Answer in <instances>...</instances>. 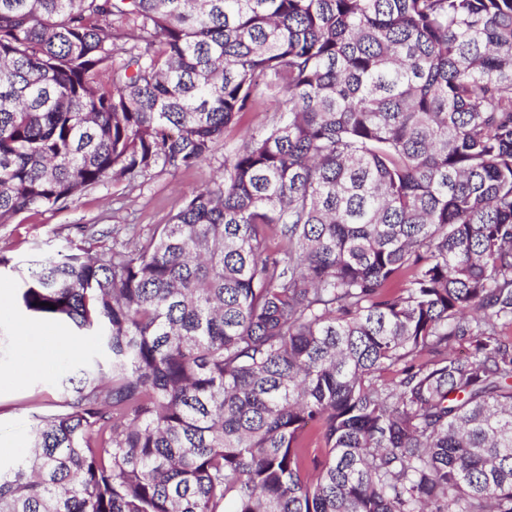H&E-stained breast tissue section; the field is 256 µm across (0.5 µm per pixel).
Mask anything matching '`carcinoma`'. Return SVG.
I'll use <instances>...</instances> for the list:
<instances>
[{
    "label": "carcinoma",
    "mask_w": 512,
    "mask_h": 512,
    "mask_svg": "<svg viewBox=\"0 0 512 512\" xmlns=\"http://www.w3.org/2000/svg\"><path fill=\"white\" fill-rule=\"evenodd\" d=\"M267 98L135 250L28 261L108 363L0 512H512V0H0V223Z\"/></svg>",
    "instance_id": "cac0c4a2"
}]
</instances>
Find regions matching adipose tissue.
Wrapping results in <instances>:
<instances>
[{"label": "adipose tissue", "instance_id": "obj_1", "mask_svg": "<svg viewBox=\"0 0 512 512\" xmlns=\"http://www.w3.org/2000/svg\"><path fill=\"white\" fill-rule=\"evenodd\" d=\"M17 362L14 378L21 379L30 374L45 373L52 359L77 357L83 344L76 336H39L33 325H25L16 337Z\"/></svg>", "mask_w": 512, "mask_h": 512}]
</instances>
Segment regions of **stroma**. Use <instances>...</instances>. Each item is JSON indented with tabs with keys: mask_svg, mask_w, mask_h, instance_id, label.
I'll return each mask as SVG.
<instances>
[{
	"mask_svg": "<svg viewBox=\"0 0 512 512\" xmlns=\"http://www.w3.org/2000/svg\"><path fill=\"white\" fill-rule=\"evenodd\" d=\"M222 156L197 168L177 173L153 174L136 187L122 182L97 186L61 211H30L18 214L9 223L0 224V256L10 261L0 269V282L7 288L9 311L0 315V373L9 374L15 363L16 326L26 314L16 306L15 267L35 255H53L81 246L93 251L111 245V238L97 242L86 239L81 225L96 224L115 229L119 238L144 234L157 224L166 223L184 197L204 187L220 173ZM76 364L70 360L52 362L47 373L37 374L22 384L0 386V448L19 457L31 445L32 416L53 410L62 400L59 381L73 374Z\"/></svg>",
	"mask_w": 512,
	"mask_h": 512,
	"instance_id": "stroma-1",
	"label": "stroma"
}]
</instances>
